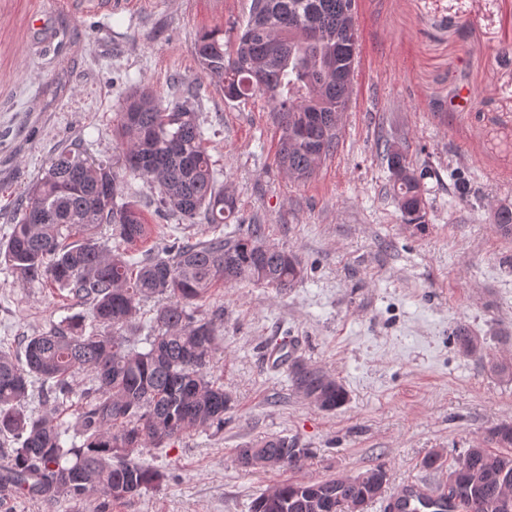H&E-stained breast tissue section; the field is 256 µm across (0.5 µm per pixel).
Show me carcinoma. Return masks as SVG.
<instances>
[{"instance_id":"1","label":"carcinoma","mask_w":512,"mask_h":512,"mask_svg":"<svg viewBox=\"0 0 512 512\" xmlns=\"http://www.w3.org/2000/svg\"><path fill=\"white\" fill-rule=\"evenodd\" d=\"M350 10L356 0H252L232 49L224 48L219 29L202 33L194 44L199 67L221 84L225 99L262 90L278 119V164L297 180L309 178L338 144L336 121L352 87L336 80V65L354 66L359 50L357 28L346 23ZM311 11L326 37L309 35ZM202 125L186 102L166 106L143 88L126 98L114 129L126 145L120 169L71 143L54 153L44 176L26 192L20 219L0 240V257L24 282L68 290L88 306V319H64L26 337L23 362L0 352V438L15 442L0 472V490L47 501L95 490L124 499L159 480L138 458L142 449L224 426L234 400L210 374L221 324L197 319L187 307L220 282L283 292L304 278L305 268L296 255L265 246L258 224L245 233H224L236 201L218 185ZM131 175L158 191L156 212L189 222L201 217L212 237L176 238L160 254L135 257L128 247L155 227L128 197ZM432 176L423 168L414 178L392 179L406 223L422 221L425 180ZM34 211L37 221L30 219ZM493 223L511 236L512 206L497 207ZM103 224L112 227V247L97 235ZM148 298L158 299V306L143 323L140 304ZM141 328L147 330L144 351L129 343ZM457 340L464 352L485 355L477 337L459 334ZM288 370L294 388L317 409L334 411L346 401L344 386L323 370L299 360ZM84 372L92 373L93 385L84 393L76 428L25 409L30 379L67 398L71 380ZM489 440L501 451L468 449L448 470L444 488L467 512H512V425L491 429ZM306 455L281 436L237 449L239 462L249 468H263L273 457L292 467ZM386 482L382 465L353 478L285 482L256 498L251 512H347L351 503L380 497Z\"/></svg>"}]
</instances>
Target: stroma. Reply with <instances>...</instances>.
<instances>
[{"label":"stroma","instance_id":"1","mask_svg":"<svg viewBox=\"0 0 512 512\" xmlns=\"http://www.w3.org/2000/svg\"><path fill=\"white\" fill-rule=\"evenodd\" d=\"M251 3L112 0L93 12L83 0H0V238L57 147L77 140L119 163L112 130L126 97L146 88L170 103L190 89L218 181L236 198L227 230L264 225L266 243L306 268L282 293L241 282L195 302L196 317L222 323L211 373L235 404L223 429L144 449L157 485L120 500L4 493L0 512H250L278 484L376 464L390 494L411 480L442 484L467 449L489 447V431L512 424V377L455 338L465 326L487 353L512 358V236L492 222L494 208L512 203V0H358L359 63L338 146L305 181L278 165L271 104L225 100L194 56L204 31L234 40ZM387 142L438 173L422 223H404L389 193ZM459 168L476 198L456 194ZM146 218L161 230L134 246L140 256L174 235L211 234L151 210ZM86 313L67 290L23 283L0 264V351L23 356L26 337ZM277 337L343 384L342 407L318 410L287 368L266 366ZM268 436L306 449L303 466L242 467L237 448ZM432 451L444 469L422 467Z\"/></svg>","mask_w":512,"mask_h":512}]
</instances>
